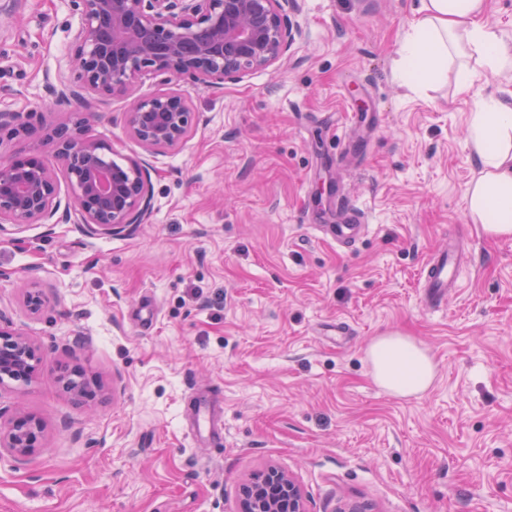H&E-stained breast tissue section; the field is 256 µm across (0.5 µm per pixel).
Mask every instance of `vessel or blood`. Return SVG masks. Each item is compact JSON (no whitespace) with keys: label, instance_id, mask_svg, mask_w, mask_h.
I'll return each instance as SVG.
<instances>
[{"label":"vessel or blood","instance_id":"obj_1","mask_svg":"<svg viewBox=\"0 0 512 512\" xmlns=\"http://www.w3.org/2000/svg\"><path fill=\"white\" fill-rule=\"evenodd\" d=\"M338 200L341 207L348 210L349 219L332 226V237L337 244L348 245L355 242L364 215L354 206L346 193H339ZM468 262L469 256L464 244L453 237L449 238L446 245L428 256L423 265L420 281L423 301L428 308H439L448 292L460 288L461 271ZM191 416L194 420L192 430L195 436H216L219 423L214 417L209 400L195 399Z\"/></svg>","mask_w":512,"mask_h":512}]
</instances>
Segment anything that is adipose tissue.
I'll use <instances>...</instances> for the list:
<instances>
[{"label":"adipose tissue","mask_w":512,"mask_h":512,"mask_svg":"<svg viewBox=\"0 0 512 512\" xmlns=\"http://www.w3.org/2000/svg\"><path fill=\"white\" fill-rule=\"evenodd\" d=\"M485 0H422L419 16L399 49V79L426 85L449 61L477 54L489 68L512 63L495 33L482 22ZM467 143L480 164V175L465 191L466 212L484 234L512 238V102L482 98L471 112ZM374 382L386 392L408 397L426 392L436 364L411 337L389 332L367 350Z\"/></svg>","instance_id":"ef3b65f1"}]
</instances>
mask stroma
<instances>
[{"mask_svg": "<svg viewBox=\"0 0 512 512\" xmlns=\"http://www.w3.org/2000/svg\"><path fill=\"white\" fill-rule=\"evenodd\" d=\"M299 4L287 61L192 91L198 125L179 148L146 155L123 99L88 113L118 163L148 159L145 223L0 235V322L45 354L36 381L0 386L1 410L44 424L40 450L0 459V512H238L269 464L307 512H512V238L485 237L464 206L469 116L481 97L512 101V68L472 56L469 90L454 63L414 89L394 68L421 0ZM78 24L71 0H0V113L34 114L30 132L0 133V158L48 150L74 119L34 109ZM330 184L366 215L346 248L328 236ZM451 236L472 260L432 311L419 278ZM386 332L432 355L424 394L374 383L366 351ZM74 369L98 380L93 397L64 388ZM197 392L224 412L205 447L186 411Z\"/></svg>", "mask_w": 512, "mask_h": 512, "instance_id": "stroma-1", "label": "stroma"}]
</instances>
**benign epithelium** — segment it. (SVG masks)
<instances>
[{"mask_svg": "<svg viewBox=\"0 0 512 512\" xmlns=\"http://www.w3.org/2000/svg\"><path fill=\"white\" fill-rule=\"evenodd\" d=\"M80 17L68 65L76 82L50 86L48 106L76 101L85 112L97 101L128 100L126 133L152 154L173 149L194 129L187 91L138 95L147 76H175L197 87L219 88L288 58L301 37L289 13L298 0H72ZM52 151H32L0 160V233L7 227L60 223L76 218L87 235L115 234L141 224L152 212L148 162L122 166L112 144L89 135L85 120L52 135ZM68 200L61 203L59 179ZM44 355L24 335L0 325V385L29 384L41 373ZM82 399L91 379L60 377ZM0 458L21 460L41 445L44 426L35 415L16 412L1 422ZM241 512H305L301 490L286 471L270 467L242 489Z\"/></svg>", "mask_w": 512, "mask_h": 512, "instance_id": "7a95c632", "label": "benign epithelium"}]
</instances>
